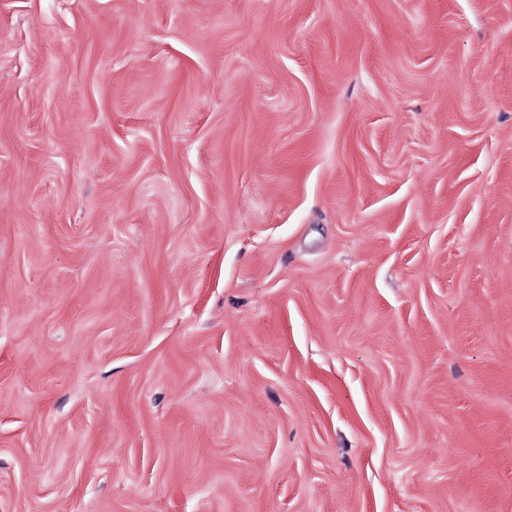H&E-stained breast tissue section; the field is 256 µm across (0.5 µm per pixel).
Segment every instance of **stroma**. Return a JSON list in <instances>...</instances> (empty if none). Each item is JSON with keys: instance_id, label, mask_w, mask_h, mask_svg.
Wrapping results in <instances>:
<instances>
[{"instance_id": "35a3bbf8", "label": "stroma", "mask_w": 512, "mask_h": 512, "mask_svg": "<svg viewBox=\"0 0 512 512\" xmlns=\"http://www.w3.org/2000/svg\"><path fill=\"white\" fill-rule=\"evenodd\" d=\"M0 512H512V0H0Z\"/></svg>"}]
</instances>
